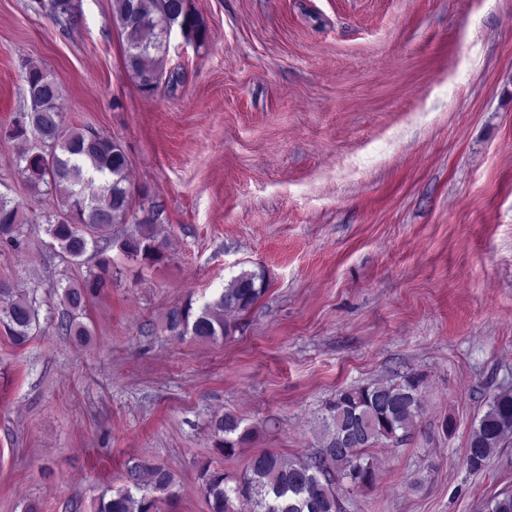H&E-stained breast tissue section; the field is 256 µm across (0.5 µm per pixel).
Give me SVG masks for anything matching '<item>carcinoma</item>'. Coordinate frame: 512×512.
Returning a JSON list of instances; mask_svg holds the SVG:
<instances>
[{"label": "carcinoma", "instance_id": "carcinoma-1", "mask_svg": "<svg viewBox=\"0 0 512 512\" xmlns=\"http://www.w3.org/2000/svg\"><path fill=\"white\" fill-rule=\"evenodd\" d=\"M112 19L124 46V66L145 92L156 90L163 78L162 63L167 42L177 28L187 41L201 45L207 29L188 7V0H113ZM24 82L27 108L16 114L7 135L39 147L23 152L17 166L33 190L54 189L62 196L58 210L42 215L43 230L71 260L80 259L88 247L107 250L112 243V225L130 212L132 201L127 182L128 161L121 145L103 135L65 125L59 111L60 84L46 69L30 64ZM19 205L0 195V243L19 249L24 243ZM131 260L159 261L160 245L147 221L119 244ZM102 272L78 287H62L69 308L61 323L66 334L89 335L81 321L87 306L105 288L109 263ZM264 292L263 276L243 270L211 303L199 311L183 305L170 309L167 330L178 338L190 335L217 340L229 334L221 311H248ZM0 324L17 344L25 343L39 327L33 301L0 284ZM424 377L415 372L398 382H373L346 388L329 399L319 418L320 439L313 452L294 458L262 451L254 454L246 468L230 474L208 461L199 466V490L209 512H237L242 503L249 512H340L336 484L363 489L374 483L376 472L368 450L382 440L397 441L409 434L420 415ZM216 450L232 456L251 443L254 428L234 413L211 420ZM512 439V391L493 395L486 410L473 425L465 462L472 471ZM128 485L100 499L97 512H155L160 497L176 496V479L162 465L135 462L127 467Z\"/></svg>", "mask_w": 512, "mask_h": 512}]
</instances>
